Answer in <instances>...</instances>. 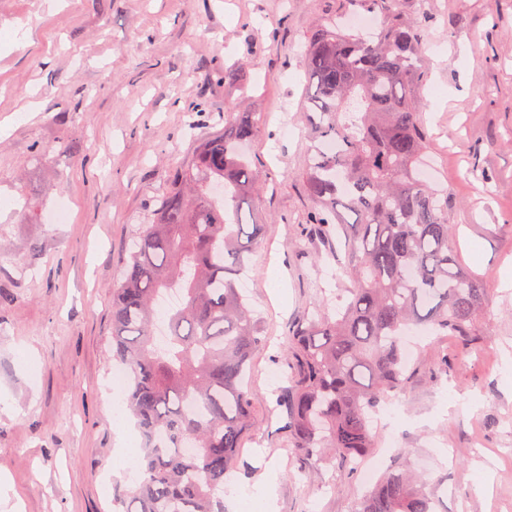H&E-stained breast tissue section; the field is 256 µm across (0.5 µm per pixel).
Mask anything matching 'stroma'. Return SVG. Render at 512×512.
<instances>
[{
    "label": "stroma",
    "instance_id": "35a3bbf8",
    "mask_svg": "<svg viewBox=\"0 0 512 512\" xmlns=\"http://www.w3.org/2000/svg\"><path fill=\"white\" fill-rule=\"evenodd\" d=\"M425 31L418 94L435 181L463 265L487 290L488 348L421 342L373 461L432 482L446 512H512V0H403ZM344 0H0V475L23 512H123L112 287L192 139L224 112H262L251 150L267 222L246 292L272 341L255 359L251 429L239 477L278 474L275 512H354L365 487L349 465L300 456L272 415L296 359V322L344 304L336 233L310 224L301 173L318 113L298 50ZM240 67L243 79L224 80ZM66 206L69 220L44 212ZM284 291L273 302V289Z\"/></svg>",
    "mask_w": 512,
    "mask_h": 512
}]
</instances>
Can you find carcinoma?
I'll return each instance as SVG.
<instances>
[{
  "instance_id": "carcinoma-1",
  "label": "carcinoma",
  "mask_w": 512,
  "mask_h": 512,
  "mask_svg": "<svg viewBox=\"0 0 512 512\" xmlns=\"http://www.w3.org/2000/svg\"><path fill=\"white\" fill-rule=\"evenodd\" d=\"M353 2L379 9L384 24L364 39L330 16L308 35L302 65L322 122L302 179L316 204L310 222L344 230L354 287L334 315L294 326L299 369L277 400L304 458L351 463L374 448L371 414L405 387L407 332L453 336L464 352L488 341L486 289L458 262L448 194L417 178L427 147L421 22L400 0ZM261 123L259 112H226L224 131L175 161L112 290V358L142 437L124 512H224V484L240 470L247 378L267 347L237 288L267 227L243 211L262 184L246 152ZM355 512L442 510L429 483L391 466Z\"/></svg>"
}]
</instances>
